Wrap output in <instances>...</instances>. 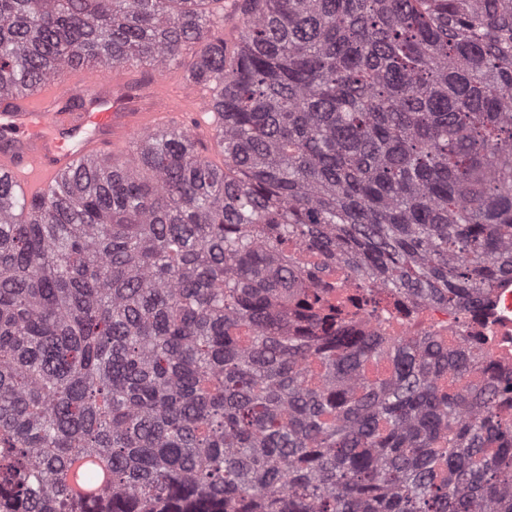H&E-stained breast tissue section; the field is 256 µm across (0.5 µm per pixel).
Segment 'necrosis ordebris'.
Masks as SVG:
<instances>
[{
    "instance_id": "necrosis-or-debris-1",
    "label": "necrosis or debris",
    "mask_w": 512,
    "mask_h": 512,
    "mask_svg": "<svg viewBox=\"0 0 512 512\" xmlns=\"http://www.w3.org/2000/svg\"><path fill=\"white\" fill-rule=\"evenodd\" d=\"M325 307L341 314L356 334L389 341L434 338L470 360L466 381L480 386L492 374L512 376V278L498 280L472 309L413 300L335 266L314 282Z\"/></svg>"
}]
</instances>
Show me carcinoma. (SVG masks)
<instances>
[{
    "label": "carcinoma",
    "instance_id": "1",
    "mask_svg": "<svg viewBox=\"0 0 512 512\" xmlns=\"http://www.w3.org/2000/svg\"><path fill=\"white\" fill-rule=\"evenodd\" d=\"M224 2L0 0V98L182 67L224 156L0 181V512H512L506 383L332 329L289 254L457 305L512 275V0H236L231 46Z\"/></svg>",
    "mask_w": 512,
    "mask_h": 512
}]
</instances>
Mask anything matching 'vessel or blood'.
<instances>
[{"instance_id":"obj_1","label":"vessel or blood","mask_w":512,"mask_h":512,"mask_svg":"<svg viewBox=\"0 0 512 512\" xmlns=\"http://www.w3.org/2000/svg\"><path fill=\"white\" fill-rule=\"evenodd\" d=\"M209 99L192 84L137 90L109 69L62 70L31 94L0 101V179L32 202L84 158L126 156L144 135L186 129L214 150L219 117Z\"/></svg>"}]
</instances>
